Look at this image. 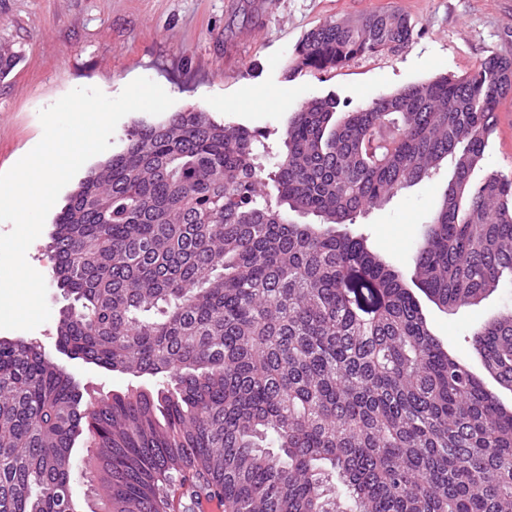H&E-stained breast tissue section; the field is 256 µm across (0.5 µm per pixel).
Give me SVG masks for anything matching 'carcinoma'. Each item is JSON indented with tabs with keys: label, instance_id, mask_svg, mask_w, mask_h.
<instances>
[{
	"label": "carcinoma",
	"instance_id": "carcinoma-1",
	"mask_svg": "<svg viewBox=\"0 0 512 512\" xmlns=\"http://www.w3.org/2000/svg\"><path fill=\"white\" fill-rule=\"evenodd\" d=\"M412 31L397 10L328 21L293 62L334 68ZM511 91L508 54L341 116L309 100L267 168L255 134L201 110L128 127L53 225L74 301L56 349L163 381L88 402L41 345L0 339V512H77L82 486L101 512H512V415L402 272L339 229L447 161L411 282L446 312L512 284V178L472 179ZM472 343L511 385L512 310Z\"/></svg>",
	"mask_w": 512,
	"mask_h": 512
}]
</instances>
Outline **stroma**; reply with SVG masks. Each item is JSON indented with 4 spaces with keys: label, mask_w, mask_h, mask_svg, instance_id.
<instances>
[{
    "label": "stroma",
    "mask_w": 512,
    "mask_h": 512,
    "mask_svg": "<svg viewBox=\"0 0 512 512\" xmlns=\"http://www.w3.org/2000/svg\"><path fill=\"white\" fill-rule=\"evenodd\" d=\"M382 9L408 15V45L333 69H293L295 50L310 30ZM499 52L512 53V0H0V53L13 60L0 76V173L40 141V110L77 87L114 97L144 76L173 98V111L203 110L263 135L277 152L289 119L306 101L331 99L338 111H353L380 94L471 73ZM498 110L473 173L477 181L493 173L512 177V93ZM450 177V165H442L431 179L358 217L350 232L409 270ZM421 305L433 335L479 374L472 331L512 307V285L454 312L426 299ZM71 367L92 395L132 382L92 364Z\"/></svg>",
    "instance_id": "stroma-1"
}]
</instances>
